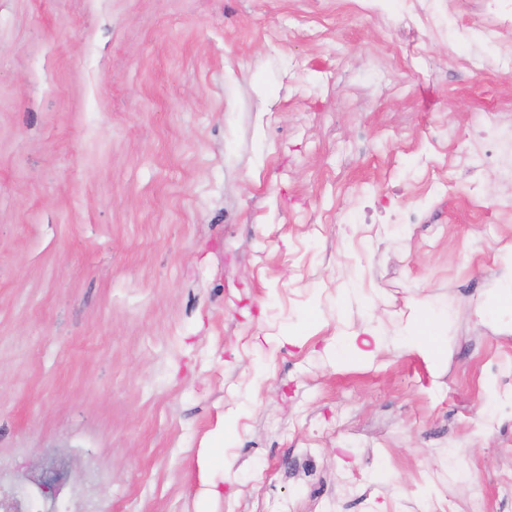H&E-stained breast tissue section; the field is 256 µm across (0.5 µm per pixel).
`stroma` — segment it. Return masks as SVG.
<instances>
[{
  "mask_svg": "<svg viewBox=\"0 0 512 512\" xmlns=\"http://www.w3.org/2000/svg\"><path fill=\"white\" fill-rule=\"evenodd\" d=\"M437 23L0 0V462L90 449L112 512H512V223L420 188L512 62Z\"/></svg>",
  "mask_w": 512,
  "mask_h": 512,
  "instance_id": "1",
  "label": "stroma"
}]
</instances>
